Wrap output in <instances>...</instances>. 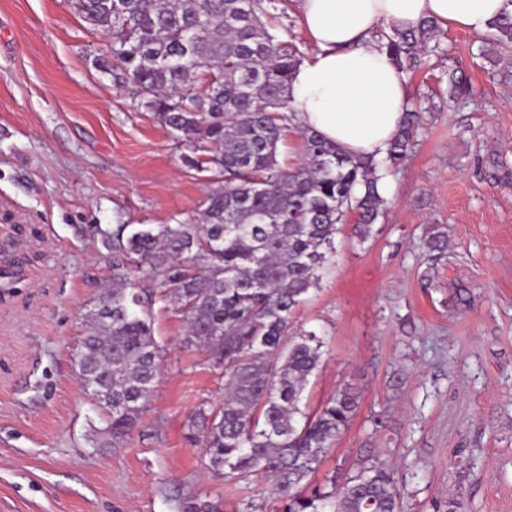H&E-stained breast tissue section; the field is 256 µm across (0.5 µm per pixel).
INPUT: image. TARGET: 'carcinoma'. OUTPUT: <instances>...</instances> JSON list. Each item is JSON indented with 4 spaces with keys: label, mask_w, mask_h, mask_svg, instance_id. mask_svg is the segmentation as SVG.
<instances>
[{
    "label": "carcinoma",
    "mask_w": 512,
    "mask_h": 512,
    "mask_svg": "<svg viewBox=\"0 0 512 512\" xmlns=\"http://www.w3.org/2000/svg\"><path fill=\"white\" fill-rule=\"evenodd\" d=\"M83 20L112 38V70L135 88L138 106L203 159L212 188L199 223L99 233L112 255V285L85 319L77 349L79 382L102 415L112 443L124 440L149 405L163 349L152 306L166 302L187 324L183 348L203 353L224 374V400L189 416L208 473L269 483L277 512H402L393 470L379 455L309 489L312 474L348 428L359 395L346 386L314 415L302 407L323 355L314 331L291 329L293 311L336 255L337 236L367 240L387 210L379 183L398 171L423 129L405 111L381 160L354 155L295 123L289 108L299 49L263 17L278 0H74ZM399 69L416 71L440 45L438 21L375 32ZM490 43L512 51V16L494 21ZM295 131L304 162L280 163ZM424 245L440 255L448 234L433 225ZM157 285L142 297L136 272ZM181 512H221L220 503L185 498Z\"/></svg>",
    "instance_id": "cac0c4a2"
}]
</instances>
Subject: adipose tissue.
I'll return each instance as SVG.
<instances>
[{
	"instance_id": "ef3b65f1",
	"label": "adipose tissue",
	"mask_w": 512,
	"mask_h": 512,
	"mask_svg": "<svg viewBox=\"0 0 512 512\" xmlns=\"http://www.w3.org/2000/svg\"><path fill=\"white\" fill-rule=\"evenodd\" d=\"M311 50L289 107L303 127L349 153L384 158L401 124L405 76L374 38L378 23L430 18L471 33L512 16V0H296Z\"/></svg>"
}]
</instances>
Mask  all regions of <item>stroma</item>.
I'll return each mask as SVG.
<instances>
[{"mask_svg":"<svg viewBox=\"0 0 512 512\" xmlns=\"http://www.w3.org/2000/svg\"><path fill=\"white\" fill-rule=\"evenodd\" d=\"M444 27L442 52L406 84L438 113L387 182L366 243L342 234L295 310L323 356L305 391L317 412L360 393L349 428L311 484L380 452L405 512H512V57ZM112 40L72 0H0V512H178L183 498L245 512L267 485L210 477L188 416L220 402L224 377L184 351L182 317L154 305L166 356L121 447L77 380L82 317L110 283L86 226L193 223L218 178L103 67ZM462 86L448 95V79ZM448 227L432 260L428 225Z\"/></svg>","mask_w":512,"mask_h":512,"instance_id":"35a3bbf8","label":"stroma"}]
</instances>
